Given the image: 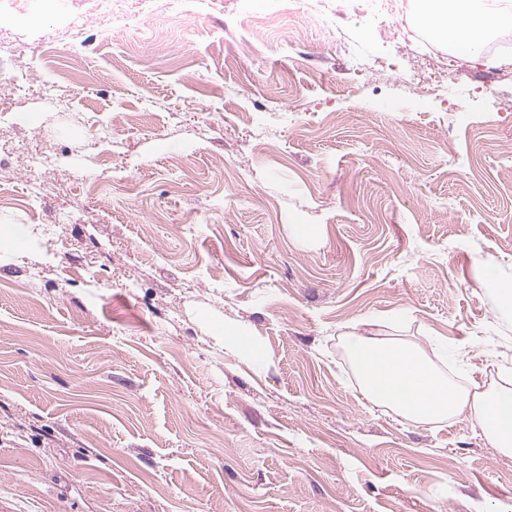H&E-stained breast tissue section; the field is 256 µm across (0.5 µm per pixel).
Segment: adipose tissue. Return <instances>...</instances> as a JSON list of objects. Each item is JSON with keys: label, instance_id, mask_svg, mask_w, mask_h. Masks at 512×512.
Segmentation results:
<instances>
[{"label": "adipose tissue", "instance_id": "ef3b65f1", "mask_svg": "<svg viewBox=\"0 0 512 512\" xmlns=\"http://www.w3.org/2000/svg\"><path fill=\"white\" fill-rule=\"evenodd\" d=\"M415 21L453 54L476 60L483 31L512 29V9H490L488 0H417ZM347 350L360 374L361 391L372 403L417 423L470 414L494 447L512 450V388L473 393L446 383L423 352L410 344L356 336Z\"/></svg>", "mask_w": 512, "mask_h": 512}]
</instances>
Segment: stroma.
<instances>
[{
  "label": "stroma",
  "instance_id": "35a3bbf8",
  "mask_svg": "<svg viewBox=\"0 0 512 512\" xmlns=\"http://www.w3.org/2000/svg\"><path fill=\"white\" fill-rule=\"evenodd\" d=\"M356 2L0 0V512H512V456L346 351L512 387V64Z\"/></svg>",
  "mask_w": 512,
  "mask_h": 512
}]
</instances>
